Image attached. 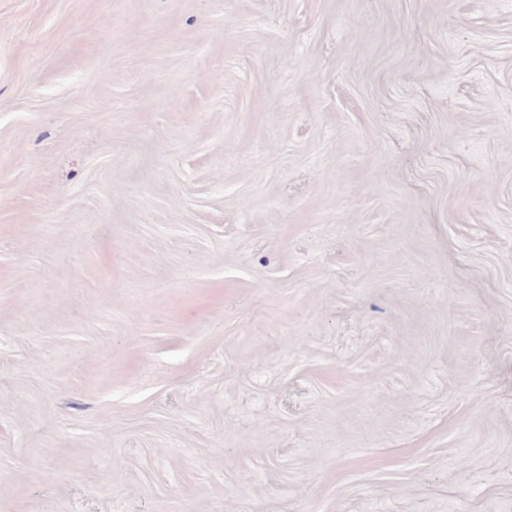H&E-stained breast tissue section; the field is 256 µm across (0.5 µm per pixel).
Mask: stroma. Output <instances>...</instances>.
Segmentation results:
<instances>
[{
	"instance_id": "stroma-1",
	"label": "stroma",
	"mask_w": 512,
	"mask_h": 512,
	"mask_svg": "<svg viewBox=\"0 0 512 512\" xmlns=\"http://www.w3.org/2000/svg\"><path fill=\"white\" fill-rule=\"evenodd\" d=\"M0 512H512V0H0Z\"/></svg>"
}]
</instances>
